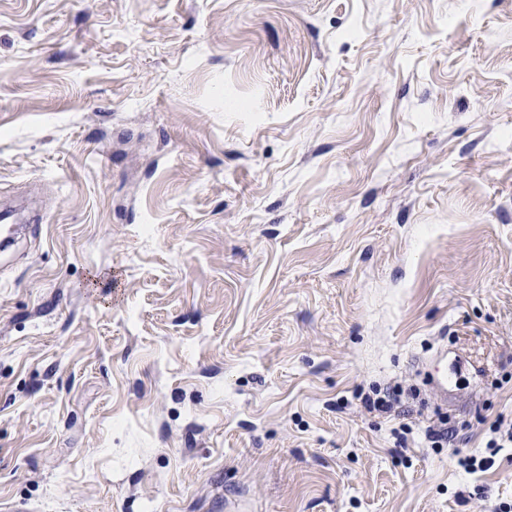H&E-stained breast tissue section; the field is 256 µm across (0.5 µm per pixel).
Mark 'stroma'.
Here are the masks:
<instances>
[{
    "mask_svg": "<svg viewBox=\"0 0 512 512\" xmlns=\"http://www.w3.org/2000/svg\"><path fill=\"white\" fill-rule=\"evenodd\" d=\"M18 203L0 512H512V0H0Z\"/></svg>",
    "mask_w": 512,
    "mask_h": 512,
    "instance_id": "35a3bbf8",
    "label": "stroma"
}]
</instances>
